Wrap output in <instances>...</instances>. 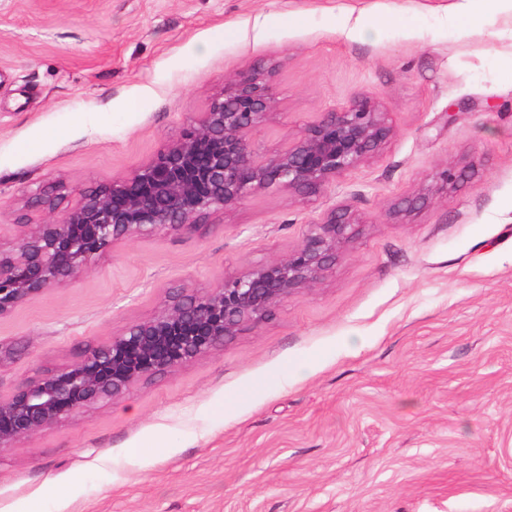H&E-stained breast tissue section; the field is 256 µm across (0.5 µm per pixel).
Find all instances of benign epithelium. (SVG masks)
I'll return each instance as SVG.
<instances>
[{
    "label": "benign epithelium",
    "instance_id": "1",
    "mask_svg": "<svg viewBox=\"0 0 512 512\" xmlns=\"http://www.w3.org/2000/svg\"><path fill=\"white\" fill-rule=\"evenodd\" d=\"M274 108L267 77L241 74L211 100L198 124L171 138L148 163L61 211L45 198L49 217L21 225L17 244L0 251V316L31 295L75 280L117 242L190 229L265 188L314 192L355 168L390 134L384 113L358 98L323 113L293 143L263 152L254 135ZM352 237L353 224L332 211L287 258L228 275L204 292L176 295L75 364L0 397V450L260 325L292 294L321 280Z\"/></svg>",
    "mask_w": 512,
    "mask_h": 512
}]
</instances>
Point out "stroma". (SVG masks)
I'll list each match as a JSON object with an SVG mask.
<instances>
[{"instance_id": "obj_1", "label": "stroma", "mask_w": 512, "mask_h": 512, "mask_svg": "<svg viewBox=\"0 0 512 512\" xmlns=\"http://www.w3.org/2000/svg\"><path fill=\"white\" fill-rule=\"evenodd\" d=\"M455 0H0V247L151 160L240 74L273 150L366 97L392 127L307 195L271 187L115 244L0 317V396L276 261L345 212L322 280L259 327L0 451V512H512V18ZM452 180H443L444 172Z\"/></svg>"}]
</instances>
